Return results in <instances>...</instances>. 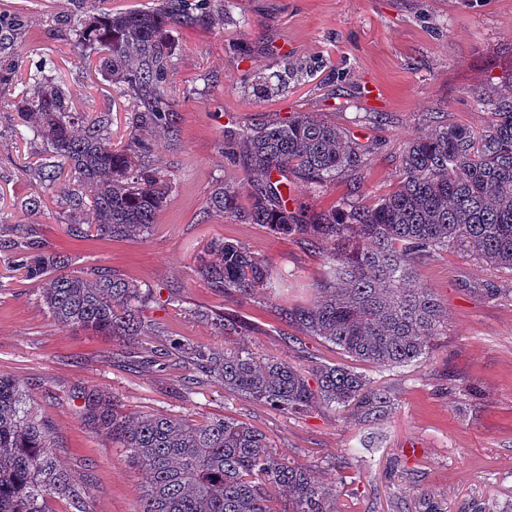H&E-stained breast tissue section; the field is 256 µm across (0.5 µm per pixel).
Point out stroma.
<instances>
[{
    "label": "stroma",
    "mask_w": 512,
    "mask_h": 512,
    "mask_svg": "<svg viewBox=\"0 0 512 512\" xmlns=\"http://www.w3.org/2000/svg\"><path fill=\"white\" fill-rule=\"evenodd\" d=\"M91 0H0V66L16 79L44 67L72 95V109L112 115V144L128 139L133 100L75 48L69 26ZM170 94L182 147L156 155L176 190L144 241L74 239L57 193L27 171L41 149L14 122L10 85H0V223L30 224L77 267L112 268L151 290L149 323L169 335L218 348L271 355L310 370L341 359L305 338L280 310L309 303L328 271L321 250L295 236L209 211L212 188L245 175L223 153L227 132L299 112L343 128L364 164L324 188L300 181L298 200L327 210L375 201L395 188L407 143L436 116L481 129L489 118L475 90L512 73V0H229L223 22L179 30ZM302 67L298 77H277ZM41 201L27 211L30 198ZM242 244L268 259L269 289L249 299L207 288L196 269L212 241ZM420 284L433 288L447 323L428 358L384 370L363 366L396 401L384 417L360 422L318 405L286 416L225 394L190 388L162 363L138 367L137 346L55 322L39 288L0 262V374L19 380L50 424L59 459L90 484L94 512H137L143 473L125 449L83 415L85 394L113 396L130 416L163 413L196 420L228 415L264 431L286 458L314 464L328 483L344 479L341 512H478L512 497V270L495 269L464 248L424 260ZM177 295L179 306L168 305ZM197 307L241 318L226 334L191 318Z\"/></svg>",
    "instance_id": "35a3bbf8"
}]
</instances>
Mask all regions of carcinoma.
Here are the masks:
<instances>
[{"instance_id":"obj_1","label":"carcinoma","mask_w":512,"mask_h":512,"mask_svg":"<svg viewBox=\"0 0 512 512\" xmlns=\"http://www.w3.org/2000/svg\"><path fill=\"white\" fill-rule=\"evenodd\" d=\"M216 21L211 0H160L143 9H94L71 25L76 47L98 56L112 83L135 101L126 144L112 147L110 114L72 111L71 94L38 70L14 100L18 125L41 145L30 169L48 188L63 169L62 204L74 237L146 240L175 189V177L154 155V138L181 145L180 116L168 94L178 28ZM476 98L490 112L485 130L436 117L435 127L408 142L402 179L372 204L314 211L290 198L294 180L326 185L360 168L362 153L334 124L299 113L232 132L224 149L259 180L214 186L208 208L224 218L259 224L275 235L302 236L325 251L330 269L311 301L285 308L281 319L321 339L352 364L319 365L307 377L294 365L259 360L235 349H212L165 338L145 324L153 296L103 266L71 271V257L30 224H0V260L40 288L50 316L102 336L140 341V363L167 358L188 385L213 382L283 415L315 403L364 419L394 405L355 365L393 369L427 358L445 311L432 289L417 283L421 260L465 247L512 270V80ZM247 202H242V198ZM197 274L212 290L250 298L267 287L268 261L233 242L216 241ZM194 317L238 331L240 321L207 307ZM316 386H311L310 379ZM86 415L112 434L147 480L137 512H338V489L307 464L287 460L267 435L233 417L197 421L145 414L124 417L111 399H87ZM92 512L91 493L57 463L49 424L13 378L0 375V512Z\"/></svg>"}]
</instances>
